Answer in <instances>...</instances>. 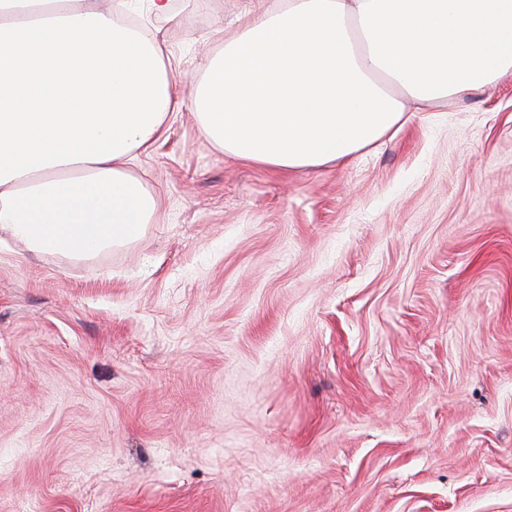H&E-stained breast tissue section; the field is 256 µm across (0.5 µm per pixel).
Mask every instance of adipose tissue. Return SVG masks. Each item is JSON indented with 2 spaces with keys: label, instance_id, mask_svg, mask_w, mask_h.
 <instances>
[{
  "label": "adipose tissue",
  "instance_id": "adipose-tissue-1",
  "mask_svg": "<svg viewBox=\"0 0 512 512\" xmlns=\"http://www.w3.org/2000/svg\"><path fill=\"white\" fill-rule=\"evenodd\" d=\"M510 73L512 0H288L225 44L193 106L225 154L313 169ZM174 112L158 43L78 0H0V234L77 258L138 238L154 199L121 164Z\"/></svg>",
  "mask_w": 512,
  "mask_h": 512
}]
</instances>
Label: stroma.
I'll return each instance as SVG.
<instances>
[{
    "instance_id": "35a3bbf8",
    "label": "stroma",
    "mask_w": 512,
    "mask_h": 512,
    "mask_svg": "<svg viewBox=\"0 0 512 512\" xmlns=\"http://www.w3.org/2000/svg\"><path fill=\"white\" fill-rule=\"evenodd\" d=\"M285 2L80 0L177 115L139 238L0 236V512H512V75L343 164L234 160L191 95Z\"/></svg>"
}]
</instances>
